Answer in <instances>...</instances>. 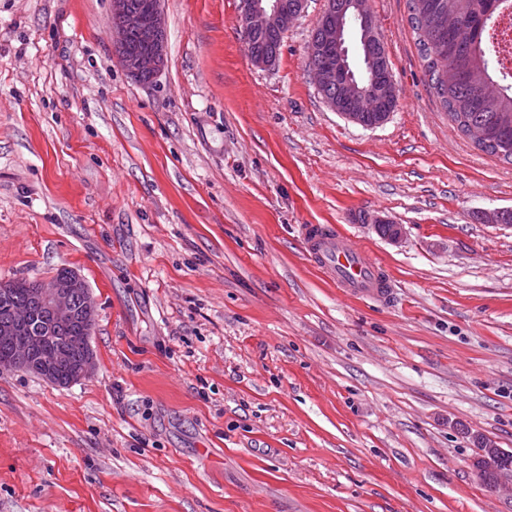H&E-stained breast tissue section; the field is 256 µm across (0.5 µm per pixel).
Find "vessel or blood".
<instances>
[{"mask_svg":"<svg viewBox=\"0 0 512 512\" xmlns=\"http://www.w3.org/2000/svg\"><path fill=\"white\" fill-rule=\"evenodd\" d=\"M304 240L314 264L346 291L386 297L390 281L385 271L355 243L322 224L304 228Z\"/></svg>","mask_w":512,"mask_h":512,"instance_id":"1","label":"vessel or blood"}]
</instances>
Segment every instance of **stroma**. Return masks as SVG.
Instances as JSON below:
<instances>
[{"label":"stroma","mask_w":512,"mask_h":512,"mask_svg":"<svg viewBox=\"0 0 512 512\" xmlns=\"http://www.w3.org/2000/svg\"><path fill=\"white\" fill-rule=\"evenodd\" d=\"M398 103L347 121L307 75L324 0L253 65L240 0H163L149 83L111 0H0V281L77 271L93 374L0 372V512H512V164L431 92L406 0H367ZM403 227L401 243L376 220ZM328 224L384 302L309 261ZM480 447L478 455L472 459L471 467L474 475L481 485L486 483V474L495 472L497 490L504 487L512 489V470L499 468L501 460L512 457V450L500 448L497 442L483 435L480 438Z\"/></svg>","instance_id":"35a3bbf8"}]
</instances>
